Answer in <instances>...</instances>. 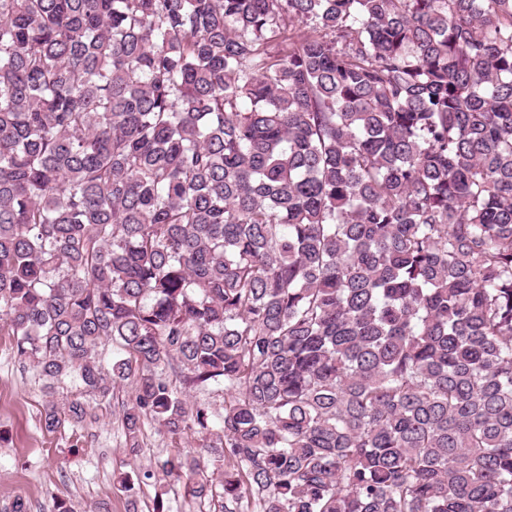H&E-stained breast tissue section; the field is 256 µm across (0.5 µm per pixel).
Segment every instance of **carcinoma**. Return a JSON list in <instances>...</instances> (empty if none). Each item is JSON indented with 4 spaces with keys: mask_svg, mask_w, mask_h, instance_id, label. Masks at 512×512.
Listing matches in <instances>:
<instances>
[{
    "mask_svg": "<svg viewBox=\"0 0 512 512\" xmlns=\"http://www.w3.org/2000/svg\"><path fill=\"white\" fill-rule=\"evenodd\" d=\"M0 324L212 512H512V0H0ZM189 399L191 403L208 406L215 422L224 415V393L217 387L209 386L193 390Z\"/></svg>",
    "mask_w": 512,
    "mask_h": 512,
    "instance_id": "carcinoma-1",
    "label": "carcinoma"
}]
</instances>
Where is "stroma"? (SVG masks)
<instances>
[{"label":"stroma","instance_id":"1","mask_svg":"<svg viewBox=\"0 0 512 512\" xmlns=\"http://www.w3.org/2000/svg\"><path fill=\"white\" fill-rule=\"evenodd\" d=\"M45 385L38 369L17 356L13 336L0 329V512L19 497L29 512H51L60 499L75 512H152L159 504L165 512H209L208 502L191 497L184 481L158 472L168 456L199 452L201 435L174 436L148 420L139 456L129 457L119 419L120 402L134 393L129 382L113 397L82 398L85 421L49 432L43 426L47 403L64 414L78 395L67 378L50 391ZM133 470H152L156 476L132 496L120 480Z\"/></svg>","mask_w":512,"mask_h":512}]
</instances>
